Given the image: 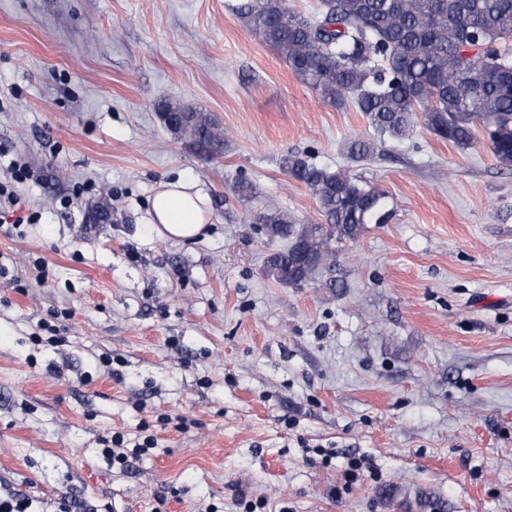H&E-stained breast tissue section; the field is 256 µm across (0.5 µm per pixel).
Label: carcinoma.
Listing matches in <instances>:
<instances>
[{
	"mask_svg": "<svg viewBox=\"0 0 512 512\" xmlns=\"http://www.w3.org/2000/svg\"><path fill=\"white\" fill-rule=\"evenodd\" d=\"M232 11L322 98L351 101L379 138L400 140L423 119L460 148L487 134L498 162L512 166V0H322L310 18L289 0H237ZM164 127L199 153L224 149V129L209 112L177 101L158 106ZM374 141L348 146L354 161ZM283 168L312 189L322 221L303 224L274 203L253 214L271 240L265 271L286 287L336 267L339 247L368 224L390 219L384 194L338 169L290 153Z\"/></svg>",
	"mask_w": 512,
	"mask_h": 512,
	"instance_id": "carcinoma-1",
	"label": "carcinoma"
}]
</instances>
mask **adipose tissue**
<instances>
[{
	"mask_svg": "<svg viewBox=\"0 0 512 512\" xmlns=\"http://www.w3.org/2000/svg\"><path fill=\"white\" fill-rule=\"evenodd\" d=\"M211 212L210 197L195 181H166L151 199L148 224L157 237L191 241L204 235Z\"/></svg>",
	"mask_w": 512,
	"mask_h": 512,
	"instance_id": "ef3b65f1",
	"label": "adipose tissue"
}]
</instances>
